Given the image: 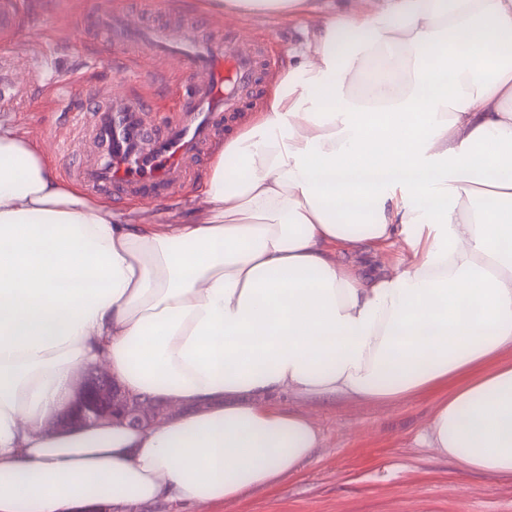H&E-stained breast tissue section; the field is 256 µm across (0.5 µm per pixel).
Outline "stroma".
Returning a JSON list of instances; mask_svg holds the SVG:
<instances>
[{"label": "stroma", "instance_id": "obj_1", "mask_svg": "<svg viewBox=\"0 0 512 512\" xmlns=\"http://www.w3.org/2000/svg\"><path fill=\"white\" fill-rule=\"evenodd\" d=\"M26 17L0 51V67L11 70L26 88L19 105L6 115L25 134L41 138L43 131L68 126V111L44 86L34 84L32 72L66 74L79 70L88 88H104L131 97L151 96L158 108L171 98L173 77H186L190 63L171 61L168 79L126 81L127 66L111 56L103 34L86 27L98 8L122 10L127 0H25ZM356 0H315V8L292 20L237 16L218 19L184 0H137L144 17L173 14L186 21L254 39L283 70L288 53L304 44L323 17L351 9ZM108 64H98V57ZM203 167H196L181 190L172 196L147 199L157 217L178 223L189 214ZM437 396L405 395L387 403L301 400L285 394L276 398L285 409L309 413L322 443L296 474L271 488L256 489L234 503L186 505L178 502L129 507L128 512H512V478H491L462 471L435 450L423 447L418 435L430 422Z\"/></svg>", "mask_w": 512, "mask_h": 512}]
</instances>
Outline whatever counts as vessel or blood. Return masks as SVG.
I'll list each match as a JSON object with an SVG mask.
<instances>
[{
  "mask_svg": "<svg viewBox=\"0 0 512 512\" xmlns=\"http://www.w3.org/2000/svg\"><path fill=\"white\" fill-rule=\"evenodd\" d=\"M24 13V0H0V31L17 29ZM94 24L107 34L113 54L125 60L140 53L163 62L185 58L195 74L184 80L163 122L155 119L151 97L86 91L88 107L78 111L68 133L53 136L54 147L74 157L67 174L90 190L141 197L169 194L205 154L215 129L254 92L273 63L260 49H241L236 38L168 24L148 27L124 11L100 10Z\"/></svg>",
  "mask_w": 512,
  "mask_h": 512,
  "instance_id": "obj_1",
  "label": "vessel or blood"
}]
</instances>
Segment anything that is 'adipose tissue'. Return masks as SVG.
Returning <instances> with one entry per match:
<instances>
[{
    "label": "adipose tissue",
    "instance_id": "ef3b65f1",
    "mask_svg": "<svg viewBox=\"0 0 512 512\" xmlns=\"http://www.w3.org/2000/svg\"><path fill=\"white\" fill-rule=\"evenodd\" d=\"M376 2L313 30L186 223L86 197L0 119V512L274 486L321 444L281 393L446 390L421 443L512 476V0ZM90 365L179 415L48 431Z\"/></svg>",
    "mask_w": 512,
    "mask_h": 512
}]
</instances>
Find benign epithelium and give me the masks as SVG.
<instances>
[{"instance_id": "1", "label": "benign epithelium", "mask_w": 512, "mask_h": 512, "mask_svg": "<svg viewBox=\"0 0 512 512\" xmlns=\"http://www.w3.org/2000/svg\"><path fill=\"white\" fill-rule=\"evenodd\" d=\"M112 376L103 367H88L81 373L75 401L53 422V427L74 422L94 424L119 418L135 427H152L172 415V409L149 398L110 394Z\"/></svg>"}]
</instances>
